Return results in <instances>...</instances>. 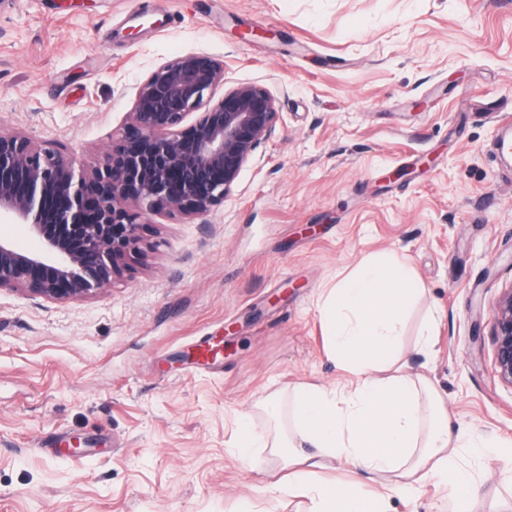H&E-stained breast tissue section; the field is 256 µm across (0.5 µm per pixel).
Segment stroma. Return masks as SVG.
<instances>
[{
    "label": "stroma",
    "mask_w": 512,
    "mask_h": 512,
    "mask_svg": "<svg viewBox=\"0 0 512 512\" xmlns=\"http://www.w3.org/2000/svg\"><path fill=\"white\" fill-rule=\"evenodd\" d=\"M224 60L280 119L206 223L140 230L121 281L78 302L0 291V512H309L271 449L240 461L241 417L328 358L321 293L393 254L424 292L403 338L478 486L512 512V387L494 377L493 311L512 286V0H14L0 9V131L91 171L139 85L187 53ZM404 171L393 179L394 171ZM430 326L432 347L416 342ZM387 512H453L446 485Z\"/></svg>",
    "instance_id": "obj_1"
}]
</instances>
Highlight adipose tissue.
I'll return each mask as SVG.
<instances>
[{
  "mask_svg": "<svg viewBox=\"0 0 512 512\" xmlns=\"http://www.w3.org/2000/svg\"><path fill=\"white\" fill-rule=\"evenodd\" d=\"M419 294L414 269L392 255L361 261L328 289L319 305L326 351L350 375L349 385L339 391L302 384L288 397L271 396L265 410L287 415V431L257 435L241 419L235 456L248 461L257 449H273L284 459L289 492L310 498L312 512H384L382 498L365 495L357 483L318 479L329 459L409 485L428 476L455 488L471 483L457 462L463 443L433 387L401 365L405 318Z\"/></svg>",
  "mask_w": 512,
  "mask_h": 512,
  "instance_id": "adipose-tissue-1",
  "label": "adipose tissue"
}]
</instances>
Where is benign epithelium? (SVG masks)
<instances>
[{
	"mask_svg": "<svg viewBox=\"0 0 512 512\" xmlns=\"http://www.w3.org/2000/svg\"><path fill=\"white\" fill-rule=\"evenodd\" d=\"M224 76V61L201 53L152 71L129 121L89 173L19 133L0 132V220L26 225L43 244L24 253L0 238V290L85 300L114 285L141 253L147 217L176 211L204 218L223 204L280 118L261 85L240 83L217 95ZM492 339L494 376L512 386V287L495 306Z\"/></svg>",
	"mask_w": 512,
	"mask_h": 512,
	"instance_id": "1",
	"label": "benign epithelium"
}]
</instances>
